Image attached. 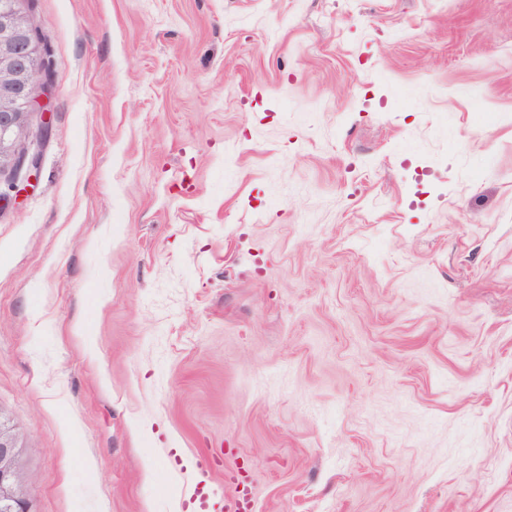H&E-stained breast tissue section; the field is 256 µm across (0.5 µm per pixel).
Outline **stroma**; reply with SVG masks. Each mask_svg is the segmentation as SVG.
<instances>
[{"label": "stroma", "mask_w": 512, "mask_h": 512, "mask_svg": "<svg viewBox=\"0 0 512 512\" xmlns=\"http://www.w3.org/2000/svg\"><path fill=\"white\" fill-rule=\"evenodd\" d=\"M0 210L35 512H512V0H28ZM83 322L86 336L73 332ZM25 0H13L10 8L0 11V174L7 168L27 164L37 169L38 154H29L23 143L28 135L30 117L40 112L37 98L48 96L52 86V72L47 53L33 36L32 23L24 11ZM34 73L40 79L35 81ZM23 103L18 106L17 99Z\"/></svg>", "instance_id": "35a3bbf8"}]
</instances>
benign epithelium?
Listing matches in <instances>:
<instances>
[{
	"label": "benign epithelium",
	"mask_w": 512,
	"mask_h": 512,
	"mask_svg": "<svg viewBox=\"0 0 512 512\" xmlns=\"http://www.w3.org/2000/svg\"><path fill=\"white\" fill-rule=\"evenodd\" d=\"M23 2L12 0L0 12V172L23 165L38 168L39 155L27 153L23 143L30 117L39 112L37 98L52 86L47 53L33 36ZM21 448L19 434L0 414V512H33Z\"/></svg>",
	"instance_id": "obj_1"
}]
</instances>
